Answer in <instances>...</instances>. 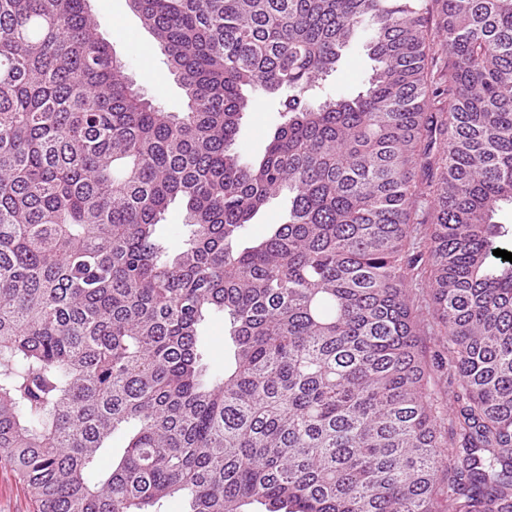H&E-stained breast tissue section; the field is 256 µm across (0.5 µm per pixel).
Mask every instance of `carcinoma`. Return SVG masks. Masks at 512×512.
Listing matches in <instances>:
<instances>
[{"instance_id": "obj_1", "label": "carcinoma", "mask_w": 512, "mask_h": 512, "mask_svg": "<svg viewBox=\"0 0 512 512\" xmlns=\"http://www.w3.org/2000/svg\"><path fill=\"white\" fill-rule=\"evenodd\" d=\"M129 5L180 115L134 88L87 0H0V463L35 512H512V263L493 255L512 0ZM360 32L367 88L318 95ZM256 86L288 95L248 163L231 145ZM276 196L284 222L240 246ZM211 312L233 346L212 377ZM183 222V207L176 201L171 204L164 216V220L160 224L161 234L167 238L169 245L173 249H177L182 245L184 239ZM410 305L418 321L417 344L422 361L428 365L434 362V354L437 349L434 333L436 326L430 307V287L428 282L416 286L410 290Z\"/></svg>"}]
</instances>
